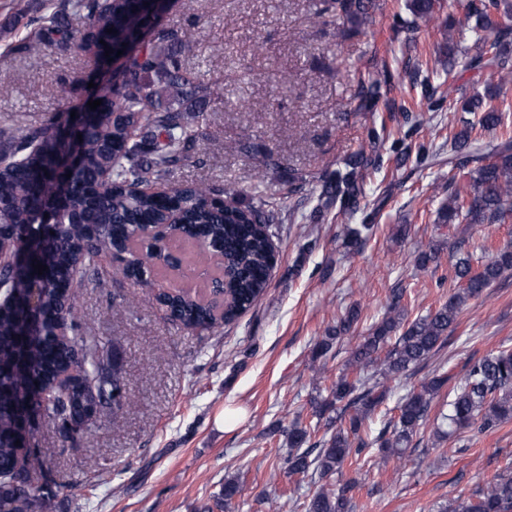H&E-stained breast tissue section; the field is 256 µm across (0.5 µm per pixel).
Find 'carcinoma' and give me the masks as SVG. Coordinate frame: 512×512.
Wrapping results in <instances>:
<instances>
[{"label":"carcinoma","mask_w":512,"mask_h":512,"mask_svg":"<svg viewBox=\"0 0 512 512\" xmlns=\"http://www.w3.org/2000/svg\"><path fill=\"white\" fill-rule=\"evenodd\" d=\"M443 0H407L413 17H431ZM374 0H321L316 17L338 16L354 31L373 19ZM131 0H48L29 16L28 33L9 44L10 53L29 54L45 47L67 55L84 54L95 59L109 48H123L126 66L109 80L100 95L92 124L81 130L82 141L52 135L66 122L68 113L49 117L38 127H0V224L5 225L3 247L15 235L44 228L53 245L39 262L47 271L0 269V280L19 297L39 289L38 334L20 340L21 313L8 301L0 302V504L12 512H42L44 492L32 476L43 470L41 456L29 448L30 435L17 424L16 407L23 395H31L41 415L73 431L70 419L94 407L98 418L112 421V379L106 372L105 344L85 335L83 322L68 294L74 266L82 264L79 279H97L109 286L110 274L100 273L97 255L106 246L115 253L114 269L132 286L151 277L165 279L168 271L157 265L155 245L144 244L148 227L159 229L155 241L165 248L185 250L186 264L195 252L210 262V279H223L224 313L218 317L213 304L200 294H163L167 317L184 329L212 331L235 320L263 294L275 266L271 224L276 203L267 196L263 182L256 186L257 203L231 205L224 197L231 189L209 182L172 187V194L156 197L145 187L171 175L190 159V152L204 137L207 106L212 92L196 82L182 60L197 46L195 25L170 26L157 18L133 13ZM81 14L89 27L76 39L69 19ZM512 0H471L468 30L495 49L490 57H472L469 67L493 68L503 80L512 78L507 37L512 29ZM136 24L141 39L122 46L125 31ZM113 28L117 33L108 32ZM512 106L489 93L465 106L478 112L477 125L455 133L448 150V166L461 170L477 164L471 190L448 192L441 207L442 224H504L512 220V144L505 142L486 154L473 129H497ZM80 154V166L65 185L52 180L48 170L70 154ZM150 161H144L145 155ZM377 156L348 159L334 177L322 185L321 198L329 206H355L364 192L363 171L375 166ZM369 224L347 228L345 244L357 247ZM512 274V250H499L481 269L459 258L450 277L454 291L435 311L408 321L397 307L391 310L351 351L345 370L315 400L319 417L328 412L329 436L312 441V432L295 427L288 433L290 451L287 473L327 480L345 465L360 469L367 464L363 453L369 443L378 445L382 458H404L413 436L427 421L433 399L447 378L435 376L418 390L409 391L397 406V416L378 436L367 441L361 435L364 421L385 399L375 377L396 379L423 366L448 343L460 311L506 275ZM360 311L351 307L337 320L332 333L317 340L312 362L327 358L356 329ZM76 375L55 394L44 399L40 391L54 386L61 371ZM437 419L447 426L442 435L452 436L475 425L492 428L512 419V350H499L475 360ZM350 486L333 490L320 486L303 502L304 512H349ZM450 512H512V477H500L474 495L457 501Z\"/></svg>","instance_id":"obj_1"}]
</instances>
